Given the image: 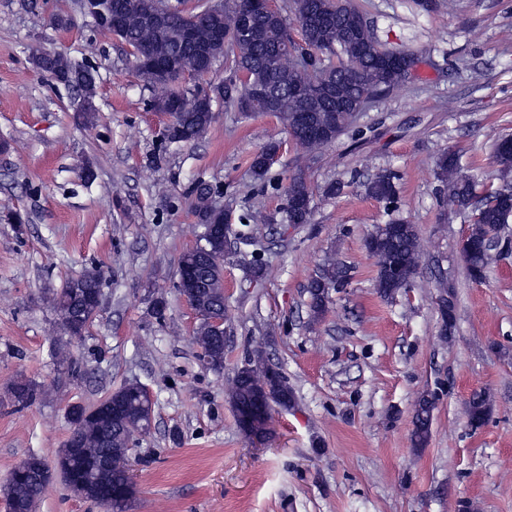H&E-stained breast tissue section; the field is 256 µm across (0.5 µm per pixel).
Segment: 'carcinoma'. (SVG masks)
Here are the masks:
<instances>
[{
  "label": "carcinoma",
  "instance_id": "carcinoma-1",
  "mask_svg": "<svg viewBox=\"0 0 512 512\" xmlns=\"http://www.w3.org/2000/svg\"><path fill=\"white\" fill-rule=\"evenodd\" d=\"M162 0H109L112 13L122 16L123 27L118 38L131 50V54L144 59L170 60L173 67L164 74L149 69L140 71L152 90L151 104L160 110L170 96L181 93L187 108L172 114V132L164 138L167 144H189L198 140L214 120L213 102L217 95L202 94V88H180L176 82L184 77L196 78L209 73L218 60L224 59L229 71L224 82V102L236 104L244 91L245 83L269 86L275 93V113L287 128L289 135L300 144L307 139V129L321 123L328 114H333L331 141H337L349 133L355 140H363L367 128L355 126L356 119L348 111L336 112V103L314 94L296 97L291 93L292 85L301 79L310 83L329 84L338 88L348 100H360L363 104L399 85L404 81L402 64L414 57L403 52L404 59L384 69L381 62L393 54L376 38L365 15L352 0H282L275 13L256 14L252 21V33L248 39L237 37L238 15L249 7V0H226L224 13L211 16L204 13L207 5L195 7L186 15L182 10L160 12ZM300 22L313 17L323 22L308 32L306 45L295 43L280 50L275 46L291 38L288 19ZM187 27L197 29L193 41L184 40L180 31ZM224 30L223 46L216 49L219 56L203 62L204 45L210 40L211 30ZM40 67L50 73L60 84L77 75L79 82L68 85L78 98H94L96 95L97 71L87 64H77L59 54L41 56ZM279 142L271 140L258 150L251 162L254 177L264 180L270 168L264 166L260 154L277 148ZM494 158L499 166L504 184L496 189L477 193L474 180L466 175L453 153L442 155L437 161V176L448 190V202L471 221L470 238L482 244L501 241L500 232L512 218V202L504 193L512 191V147L502 140L494 144ZM398 175L393 171L376 174L365 183L366 193L385 204L386 209L396 210ZM214 188L203 181L193 187V211L201 224L224 223L223 213L212 206ZM313 191L303 171L291 177L286 189L288 216L296 224H308L311 218L310 201ZM367 248L377 258L376 286L384 297H391L410 287L422 258V247L415 225L401 220L378 224L367 238ZM491 248L483 247L473 252L466 260L470 277L482 281L489 265ZM187 260L196 268L197 282L192 290L197 292V301L203 318L195 329V343L201 355L212 368L224 366V339L217 336L207 318L224 313V296L221 282L224 278V236L215 237L210 243V252L205 256L187 255ZM345 284L343 271L336 265L324 267L308 285L312 317L320 318L328 301V289L341 288ZM101 288L100 275L86 270L67 281L53 299V308L62 324L75 318L82 322L93 320L96 311L93 298ZM253 371L268 372L269 395L282 408L291 405L293 394L282 372L270 365L265 352L255 349L245 361ZM254 386L248 374L233 379L229 399L234 409L248 406L253 401ZM37 397V390L20 383L14 389L15 401L27 406ZM119 400L128 417L124 421L89 422L83 426L80 437L85 453L91 459L106 458L110 467L103 477L89 469L80 467L63 474L62 481L68 487L78 481L89 485L86 499L98 504L104 512H124L128 500L121 492L128 481L122 462L130 453V428L139 424V415H149L151 407L144 399L139 386L129 382L109 395ZM434 398H421L414 415L413 443L422 447L428 441L432 422ZM470 420L481 425L487 417L486 397L475 395L470 400ZM47 463L36 455L27 457L22 468H14L7 483L6 499L15 512H33L35 503L43 492L47 476Z\"/></svg>",
  "mask_w": 512,
  "mask_h": 512
}]
</instances>
